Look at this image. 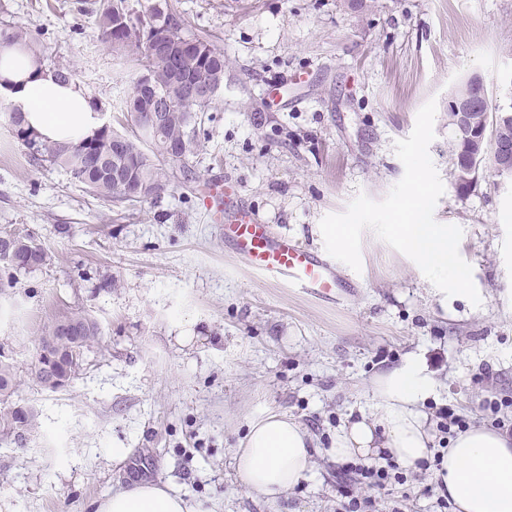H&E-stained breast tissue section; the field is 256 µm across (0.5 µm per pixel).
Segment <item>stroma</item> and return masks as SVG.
I'll use <instances>...</instances> for the list:
<instances>
[{
    "mask_svg": "<svg viewBox=\"0 0 512 512\" xmlns=\"http://www.w3.org/2000/svg\"><path fill=\"white\" fill-rule=\"evenodd\" d=\"M103 0H0V25L25 27L43 64L131 134L117 103L132 86L98 38ZM168 0L188 34L224 51V83L199 113L196 177L155 200L115 203L65 170L35 163L0 98V232L33 236L48 265L0 293V343L35 408L26 442L0 436V512H95L133 483L170 486L203 512H336L343 461L327 456L371 376L421 358L441 382L426 409L452 406L469 427L483 405L512 401V175L456 187L448 97L472 74L491 105L512 106V0ZM435 101L429 155L444 185L434 217L462 231L481 297L440 307L411 259L372 230L353 292L321 302L248 268L205 209L207 184L232 181L274 234L324 251L321 219L358 195L382 200L403 176L394 144ZM112 279L111 292L98 291ZM66 306L98 319L101 345L56 391L29 367L37 330ZM192 330L183 340V330ZM299 418L316 447L307 480L268 501L232 465L250 417ZM116 448L128 449L124 461Z\"/></svg>",
    "mask_w": 512,
    "mask_h": 512,
    "instance_id": "35a3bbf8",
    "label": "stroma"
}]
</instances>
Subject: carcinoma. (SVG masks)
<instances>
[{
	"mask_svg": "<svg viewBox=\"0 0 512 512\" xmlns=\"http://www.w3.org/2000/svg\"><path fill=\"white\" fill-rule=\"evenodd\" d=\"M98 39L112 49L116 57L132 60L127 71L132 95L121 101V111L131 125L132 135L125 136L126 148L111 149L112 140L122 137L112 126L104 125L96 136L78 144L47 143L25 127L21 112L10 114L13 136L27 149L33 161L49 162L64 168L85 189L104 199L142 202L160 196L169 186L170 171H179L191 180L189 157L199 147L195 125L198 112L208 107L213 96H185L178 88L183 79H209L214 88L224 83V51L212 42L185 33L183 24L168 4L157 2L136 11L129 0H105L98 17ZM16 46L41 62L28 32L21 26L0 29V44ZM151 76V88H141L143 74ZM172 101L164 112L163 122L155 134L139 129V113L152 97ZM10 239L13 255L0 256V293L16 287L18 276L30 271L29 260L42 267L50 255L31 236L0 234V242ZM100 323L82 308H71L53 315L43 327L37 347L52 346L64 352L56 369L72 377L80 367L84 352L102 341ZM17 387L14 365L0 353V401L11 397ZM36 426V413L26 408L17 416L16 407L0 411V433L21 443Z\"/></svg>",
	"mask_w": 512,
	"mask_h": 512,
	"instance_id": "obj_1",
	"label": "carcinoma"
}]
</instances>
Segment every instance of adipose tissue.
I'll return each instance as SVG.
<instances>
[{"instance_id":"obj_1","label":"adipose tissue","mask_w":512,"mask_h":512,"mask_svg":"<svg viewBox=\"0 0 512 512\" xmlns=\"http://www.w3.org/2000/svg\"><path fill=\"white\" fill-rule=\"evenodd\" d=\"M19 109L42 139L76 143L100 128L89 95L74 83L59 82L53 71L14 48L0 47V97ZM439 384L414 357L377 374L366 391L369 402L336 433L332 456L369 463L392 460L418 470L433 453L426 401ZM312 436L295 417L269 408L249 419L248 431L233 452L234 467L249 493L275 499L311 474ZM436 480L458 512H512V437L475 427L461 432L444 453ZM97 512H196L168 487L142 481L102 499Z\"/></svg>"}]
</instances>
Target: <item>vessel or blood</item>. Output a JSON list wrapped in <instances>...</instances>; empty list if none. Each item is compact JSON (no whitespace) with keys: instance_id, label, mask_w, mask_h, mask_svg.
Masks as SVG:
<instances>
[{"instance_id":"b4317fda","label":"vessel or blood","mask_w":512,"mask_h":512,"mask_svg":"<svg viewBox=\"0 0 512 512\" xmlns=\"http://www.w3.org/2000/svg\"><path fill=\"white\" fill-rule=\"evenodd\" d=\"M207 205L223 212L225 237L236 254L264 278L324 302L346 297L348 290L335 262L288 237L272 235L252 211L236 202L231 185L214 181Z\"/></svg>"}]
</instances>
